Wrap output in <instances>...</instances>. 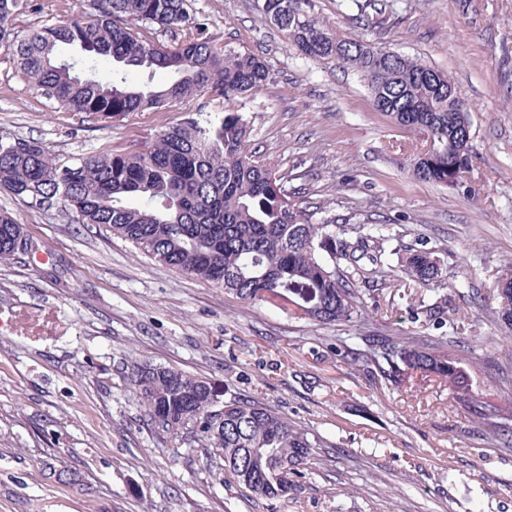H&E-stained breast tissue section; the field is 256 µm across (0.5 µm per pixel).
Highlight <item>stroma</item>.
Returning <instances> with one entry per match:
<instances>
[{
	"label": "stroma",
	"mask_w": 512,
	"mask_h": 512,
	"mask_svg": "<svg viewBox=\"0 0 512 512\" xmlns=\"http://www.w3.org/2000/svg\"><path fill=\"white\" fill-rule=\"evenodd\" d=\"M19 33L76 12L34 0ZM219 41L262 56L272 78L241 101L251 140L286 189L399 244L443 259L439 292L383 288L344 325H319L138 253L105 231L0 190L35 247L0 263V512H512V447L434 376L368 380L339 338L455 335L482 401L512 415V327L495 297L512 268V0H397L376 27L342 0L314 12L345 36L385 44L451 76L471 123L462 186L414 180L412 134L377 112L358 74L302 55L254 0H190ZM195 101L109 124L79 123L37 96L0 48V138L64 154L144 148ZM446 299L433 318L419 304ZM134 362L206 379L225 395L275 406L314 445L299 493L259 498L144 423L127 381Z\"/></svg>",
	"instance_id": "35a3bbf8"
}]
</instances>
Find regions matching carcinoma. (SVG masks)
I'll return each instance as SVG.
<instances>
[{
	"label": "carcinoma",
	"instance_id": "1",
	"mask_svg": "<svg viewBox=\"0 0 512 512\" xmlns=\"http://www.w3.org/2000/svg\"><path fill=\"white\" fill-rule=\"evenodd\" d=\"M311 0H257L266 21L307 57L351 68L375 109L422 140L408 171L426 183L458 185L470 169L471 129L457 111L454 82L427 62L345 37L320 21ZM31 0H0V47L30 88L84 121L197 101L195 116L162 132L144 150L62 155L33 138L0 139V189L38 210L55 209L88 229L102 228L141 254L253 304H270L322 325L346 324L366 307L360 285H383L397 256L404 288L436 282L427 249L392 246L377 224H338L291 200L274 164L251 147L237 102L271 79L258 54L219 42L189 0H82L81 10L21 35L17 17ZM152 29L169 37L154 41ZM109 64L100 70V64ZM165 73L160 85L155 77ZM24 227L0 210V262L19 255ZM502 320L512 324V271L498 281ZM363 366L392 382L405 371L448 381L454 401L478 403L458 359L415 336H361ZM129 384L152 432L210 459L252 494L279 499L296 490L313 445L276 408L224 401V424H208L218 394L172 367L132 366Z\"/></svg>",
	"mask_w": 512,
	"mask_h": 512
}]
</instances>
